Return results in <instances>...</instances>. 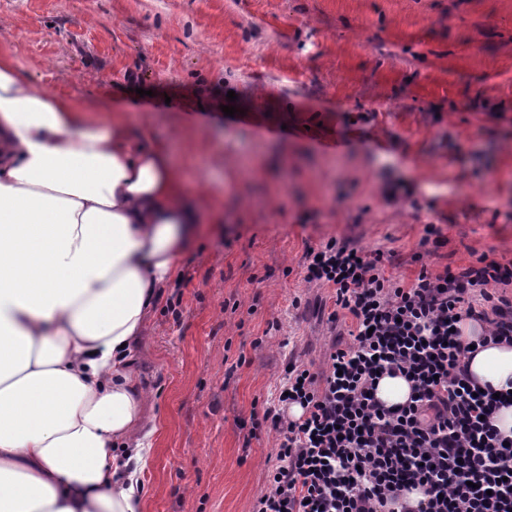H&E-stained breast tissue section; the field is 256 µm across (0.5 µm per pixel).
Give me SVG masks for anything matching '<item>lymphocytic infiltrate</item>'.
<instances>
[{"label": "lymphocytic infiltrate", "instance_id": "obj_1", "mask_svg": "<svg viewBox=\"0 0 512 512\" xmlns=\"http://www.w3.org/2000/svg\"><path fill=\"white\" fill-rule=\"evenodd\" d=\"M304 269L305 282L333 288L328 322L349 318L350 340H334L318 372L288 360L277 397L253 418V430L268 422L280 437L253 512H512V445L494 425L512 393L477 385L458 332L470 320L512 343V299L498 292L512 262L484 254L406 285L386 276L382 251L331 239L307 250ZM386 375L410 383L406 403L377 400Z\"/></svg>", "mask_w": 512, "mask_h": 512}]
</instances>
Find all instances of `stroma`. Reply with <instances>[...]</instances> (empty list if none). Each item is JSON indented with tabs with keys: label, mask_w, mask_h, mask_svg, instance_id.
Masks as SVG:
<instances>
[{
	"label": "stroma",
	"mask_w": 512,
	"mask_h": 512,
	"mask_svg": "<svg viewBox=\"0 0 512 512\" xmlns=\"http://www.w3.org/2000/svg\"><path fill=\"white\" fill-rule=\"evenodd\" d=\"M0 56L199 192L129 367L156 428L145 512H252L278 441L251 417L330 343L307 248L393 252L406 284L512 261V0H0Z\"/></svg>",
	"instance_id": "obj_1"
}]
</instances>
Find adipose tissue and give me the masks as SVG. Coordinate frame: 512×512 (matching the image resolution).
<instances>
[{
	"mask_svg": "<svg viewBox=\"0 0 512 512\" xmlns=\"http://www.w3.org/2000/svg\"><path fill=\"white\" fill-rule=\"evenodd\" d=\"M201 222L165 149L0 56V512H144L127 368ZM469 369L512 388V345Z\"/></svg>",
	"mask_w": 512,
	"mask_h": 512,
	"instance_id": "1",
	"label": "adipose tissue"
}]
</instances>
